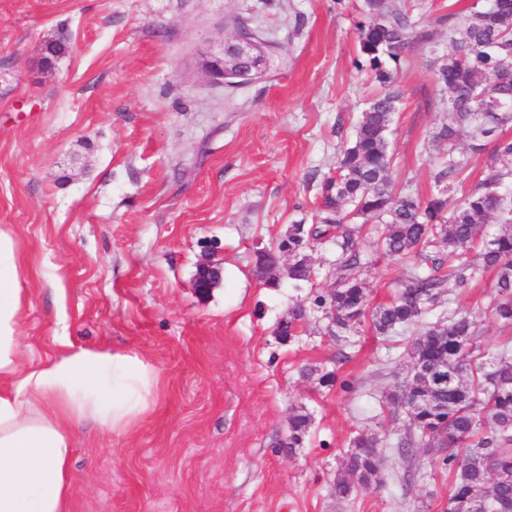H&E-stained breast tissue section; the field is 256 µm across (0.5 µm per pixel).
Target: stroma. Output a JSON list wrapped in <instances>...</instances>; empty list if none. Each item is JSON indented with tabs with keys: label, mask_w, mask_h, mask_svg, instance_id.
I'll return each mask as SVG.
<instances>
[{
	"label": "stroma",
	"mask_w": 512,
	"mask_h": 512,
	"mask_svg": "<svg viewBox=\"0 0 512 512\" xmlns=\"http://www.w3.org/2000/svg\"><path fill=\"white\" fill-rule=\"evenodd\" d=\"M433 32L406 52L390 136L396 190L427 198L448 119L435 71L452 46L448 0H403ZM362 0H0V226L17 240L30 357L62 341L138 354L155 369L149 408L121 434L75 438L74 512H441L447 471L435 451L395 447L408 422L388 396L411 376V336L363 323L346 341L310 309L336 248L310 252L311 282L270 284L259 249L311 224L320 183L380 85L358 70ZM269 45L266 80L234 91L203 69L239 24ZM69 51L43 61L46 41ZM371 306L387 303L404 262L359 242ZM216 252L220 282L194 287ZM493 272L475 268L427 321L472 312L484 351L512 329L488 312ZM327 373L333 386L320 385ZM350 381L345 390L341 381ZM310 424L289 447V422ZM384 438L383 484L337 497L353 437Z\"/></svg>",
	"instance_id": "1"
}]
</instances>
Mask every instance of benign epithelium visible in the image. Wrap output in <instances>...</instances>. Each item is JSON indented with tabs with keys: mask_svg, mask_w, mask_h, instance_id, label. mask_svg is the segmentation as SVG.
<instances>
[{
	"mask_svg": "<svg viewBox=\"0 0 512 512\" xmlns=\"http://www.w3.org/2000/svg\"><path fill=\"white\" fill-rule=\"evenodd\" d=\"M264 46L260 39L244 29L238 31L233 43L212 53L205 67L215 79L222 81L227 88H237L264 79L266 72L260 63ZM221 278L219 262L206 253L197 265L195 288L204 293L214 287Z\"/></svg>",
	"mask_w": 512,
	"mask_h": 512,
	"instance_id": "1",
	"label": "benign epithelium"
}]
</instances>
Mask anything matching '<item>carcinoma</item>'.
Returning a JSON list of instances; mask_svg holds the SVG:
<instances>
[{"instance_id":"obj_1","label":"carcinoma","mask_w":512,"mask_h":512,"mask_svg":"<svg viewBox=\"0 0 512 512\" xmlns=\"http://www.w3.org/2000/svg\"><path fill=\"white\" fill-rule=\"evenodd\" d=\"M454 7L448 5V13L437 18L448 25V39L460 59L437 69L448 92L450 122L434 133V142L445 152L435 192L424 200L396 192L388 140L402 98L395 65L430 33L417 31L410 11L393 0H364L367 21L358 25L356 65L372 74L382 92L361 113L334 175L323 180L316 223L289 225L277 249L291 255L288 279L298 285L314 274L312 266L301 264L307 252L317 243L336 245L329 291L316 295L313 306L336 312L329 329L341 341L369 313L370 291L363 277L367 263L358 248L356 224L382 225L373 246L406 261L407 267L395 297L369 313L372 328L380 336L405 329L415 335L410 384L400 393L408 426L396 448L409 458L434 444L447 450L439 458L451 479L443 512H512V337L488 358L477 342L474 314L454 311L422 323L423 315L442 303L448 286H468L473 252L483 269L495 272L491 313L512 326V137L499 131L488 135L491 116L477 111L483 95L512 104V72L499 66L512 57V0H473L464 11ZM463 133L473 141L472 151H483L487 142L492 150L484 178L450 212L446 194L463 184L469 164L455 155ZM489 224L500 230L488 240ZM306 315L305 305L295 306L280 336H295L296 324ZM308 423L303 414L293 419L288 447L301 444ZM381 447L376 434L351 440L336 476V496L378 482Z\"/></svg>"}]
</instances>
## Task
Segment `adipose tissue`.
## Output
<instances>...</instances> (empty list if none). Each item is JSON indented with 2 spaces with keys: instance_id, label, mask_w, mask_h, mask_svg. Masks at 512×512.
<instances>
[{
  "instance_id": "ef3b65f1",
  "label": "adipose tissue",
  "mask_w": 512,
  "mask_h": 512,
  "mask_svg": "<svg viewBox=\"0 0 512 512\" xmlns=\"http://www.w3.org/2000/svg\"><path fill=\"white\" fill-rule=\"evenodd\" d=\"M22 274L15 237L0 226V512H72L76 427L91 419L126 431L152 402L157 379L142 357L84 347L24 364Z\"/></svg>"
}]
</instances>
